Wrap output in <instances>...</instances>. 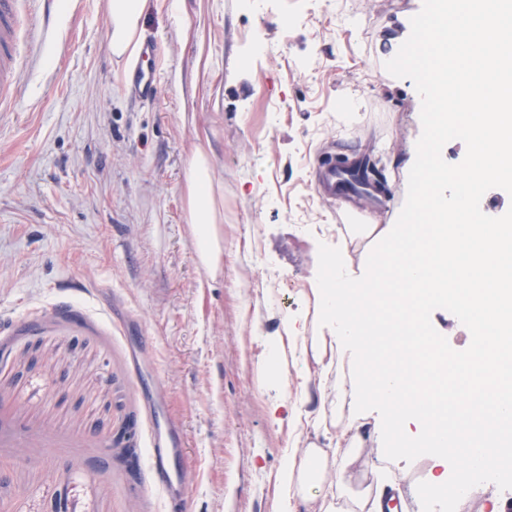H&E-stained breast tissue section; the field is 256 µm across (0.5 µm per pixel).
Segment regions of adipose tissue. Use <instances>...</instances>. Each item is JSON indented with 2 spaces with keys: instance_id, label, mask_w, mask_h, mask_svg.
<instances>
[{
  "instance_id": "obj_1",
  "label": "adipose tissue",
  "mask_w": 512,
  "mask_h": 512,
  "mask_svg": "<svg viewBox=\"0 0 512 512\" xmlns=\"http://www.w3.org/2000/svg\"><path fill=\"white\" fill-rule=\"evenodd\" d=\"M109 21L108 49L119 60L133 62L139 52L147 0H104ZM418 38L437 46L436 58L420 57L414 42L402 45L404 60L425 72L427 101L443 91L448 119L438 131L463 143L477 166L471 174L450 173L457 187L452 200L434 199L435 171L416 160L415 173L426 185L418 192L403 224H359L351 241L371 239L362 254L374 276L351 279L349 247L329 255L326 279L314 288V312L330 318L333 340L307 333L309 315L283 322L271 337V353L258 363V381L271 368L314 356L320 363L306 394L325 397L334 391L337 404L382 400L386 419L379 438L391 459L428 458L434 468L425 492L447 490L463 467H486V449L512 453V422L501 411L512 407V367L490 356L504 349L512 334V274L503 269L512 226L493 224L487 212L473 209V179L490 184L512 179V0H451L450 8L430 11L414 23ZM188 220L195 226L197 255L211 273L223 268L224 202L218 194L206 145L196 144L185 170ZM455 299L469 318L475 336L467 355L457 360L460 382L453 403L437 401L426 383L436 374L437 356L425 332L414 329L420 309L441 295ZM351 344L362 357L349 366L346 380L329 388L327 357ZM336 444L309 445L289 456L280 470V512H381L384 481L365 492H350L347 468L363 443L359 428L335 421ZM454 435L467 449L465 460L449 459L440 443Z\"/></svg>"
}]
</instances>
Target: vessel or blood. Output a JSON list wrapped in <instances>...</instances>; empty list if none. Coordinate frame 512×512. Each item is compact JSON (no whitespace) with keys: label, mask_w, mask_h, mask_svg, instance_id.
<instances>
[{"label":"vessel or blood","mask_w":512,"mask_h":512,"mask_svg":"<svg viewBox=\"0 0 512 512\" xmlns=\"http://www.w3.org/2000/svg\"><path fill=\"white\" fill-rule=\"evenodd\" d=\"M25 0H0V111L12 110L16 100L13 89L20 81L23 70V54L21 52L23 37L20 31L19 16ZM155 47L144 43L140 62L134 70L130 85L136 99L149 101L157 94V83L152 61ZM317 191L328 200H335L337 195L346 193L347 188L340 171L328 167L316 178ZM180 441L179 436L162 437L153 434L151 441V463L156 481L165 496L170 499H186L188 482L186 475L174 467L172 453Z\"/></svg>","instance_id":"b4317fda"}]
</instances>
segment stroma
I'll use <instances>...</instances> for the list:
<instances>
[{"label":"stroma","instance_id":"stroma-1","mask_svg":"<svg viewBox=\"0 0 512 512\" xmlns=\"http://www.w3.org/2000/svg\"><path fill=\"white\" fill-rule=\"evenodd\" d=\"M149 0L158 93L131 98L107 48L103 0H33L37 34L14 111L0 112V512H170L155 485L154 422L182 430L188 512H278L276 477L317 443L300 368L257 384L253 368L289 316L313 306L326 257L363 199H323L330 158L372 164L402 219L413 162L434 133L424 75L393 68L428 0ZM355 102L352 111L343 108ZM209 139L224 198V269L211 275L187 221L184 172ZM287 278L282 304L269 271ZM449 358L473 330L451 298L421 310ZM287 378L296 425L267 408ZM394 466L410 512L425 459L388 462L365 442L353 488ZM512 502V469L454 502Z\"/></svg>","mask_w":512,"mask_h":512}]
</instances>
